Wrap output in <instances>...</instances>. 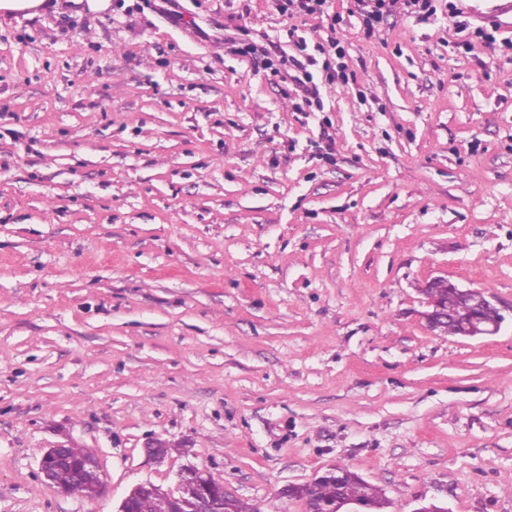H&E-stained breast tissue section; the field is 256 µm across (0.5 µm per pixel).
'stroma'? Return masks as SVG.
Returning <instances> with one entry per match:
<instances>
[{
    "mask_svg": "<svg viewBox=\"0 0 512 512\" xmlns=\"http://www.w3.org/2000/svg\"><path fill=\"white\" fill-rule=\"evenodd\" d=\"M137 3L0 9V512H116L189 466L303 512L282 489L334 464L387 512H512V63L349 26L367 97L306 115L224 52L227 15L286 29L268 0ZM437 275L501 330L431 331ZM64 441L103 497L42 482Z\"/></svg>",
    "mask_w": 512,
    "mask_h": 512,
    "instance_id": "1",
    "label": "stroma"
}]
</instances>
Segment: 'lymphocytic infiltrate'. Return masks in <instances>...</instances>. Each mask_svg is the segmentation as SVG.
<instances>
[{"mask_svg":"<svg viewBox=\"0 0 512 512\" xmlns=\"http://www.w3.org/2000/svg\"><path fill=\"white\" fill-rule=\"evenodd\" d=\"M272 2L288 21L287 43L254 38L247 25L238 24L225 35L224 47L254 70L271 76L295 112L324 111V88L356 87L349 45L336 36L338 28L352 19L365 40L384 45L402 33L405 19L427 21L441 14L448 19L441 40L455 53L473 57L479 49L496 46L512 52V38L502 36L501 22L489 18L472 22L463 0H353V8L344 13L337 11L335 0ZM312 21L322 22L326 34L311 42L305 33Z\"/></svg>","mask_w":512,"mask_h":512,"instance_id":"obj_1","label":"lymphocytic infiltrate"}]
</instances>
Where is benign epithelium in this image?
<instances>
[{
	"mask_svg": "<svg viewBox=\"0 0 512 512\" xmlns=\"http://www.w3.org/2000/svg\"><path fill=\"white\" fill-rule=\"evenodd\" d=\"M443 286L454 288L461 293L472 292L476 295L475 313L464 337L494 335L500 331L505 317L494 303L492 295L484 290L462 288L442 275L428 279L422 288L429 307L426 320L430 330L440 333L448 331V308L442 305L440 296L436 292V289ZM72 464L75 465L76 473L80 475L100 470L95 454H89L76 464L67 454V445L61 444L47 449L42 455L39 462L40 477L50 487L55 471L62 466ZM145 495L156 498L162 512H233L231 501L234 496L225 489L224 483L215 479L207 470L194 466L186 468L179 474L177 487L173 491H164L151 482L135 485L122 500L118 512H132L134 502ZM318 512H367V510L361 502L339 499Z\"/></svg>",
	"mask_w": 512,
	"mask_h": 512,
	"instance_id": "1",
	"label": "benign epithelium"
}]
</instances>
